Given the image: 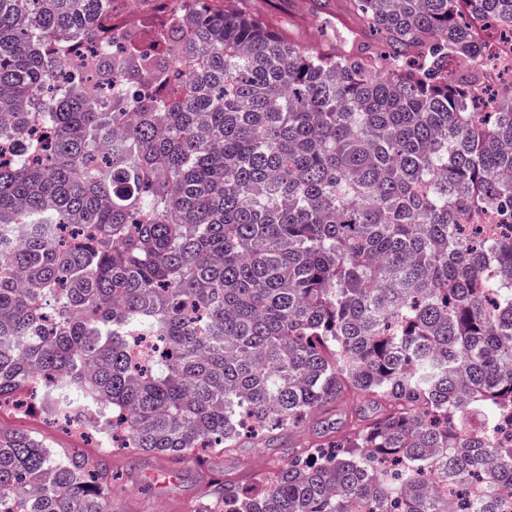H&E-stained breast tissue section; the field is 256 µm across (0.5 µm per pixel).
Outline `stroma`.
I'll use <instances>...</instances> for the list:
<instances>
[{
  "label": "stroma",
  "instance_id": "obj_1",
  "mask_svg": "<svg viewBox=\"0 0 512 512\" xmlns=\"http://www.w3.org/2000/svg\"><path fill=\"white\" fill-rule=\"evenodd\" d=\"M246 8L288 39L317 50L338 29L356 34L367 31L366 21L350 11L347 0H246ZM0 428L24 430L43 438L52 450L78 451L87 457L99 453L94 439L75 435L51 424L47 411L0 415ZM289 442L264 445L243 440L228 454L201 461L190 457L177 464L150 454L116 455V480L105 495L112 512H193L215 483L231 478L252 480L256 474L288 457Z\"/></svg>",
  "mask_w": 512,
  "mask_h": 512
}]
</instances>
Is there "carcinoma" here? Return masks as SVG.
I'll use <instances>...</instances> for the list:
<instances>
[{
  "instance_id": "cac0c4a2",
  "label": "carcinoma",
  "mask_w": 512,
  "mask_h": 512,
  "mask_svg": "<svg viewBox=\"0 0 512 512\" xmlns=\"http://www.w3.org/2000/svg\"><path fill=\"white\" fill-rule=\"evenodd\" d=\"M108 1L0 0V233L28 225L0 244V404L78 399L106 453L179 463L350 401L335 444L195 512H503L512 85L480 109L473 21L512 32V0H350L374 42L317 51L245 0H161L141 33ZM111 483L0 428V512H111Z\"/></svg>"
}]
</instances>
